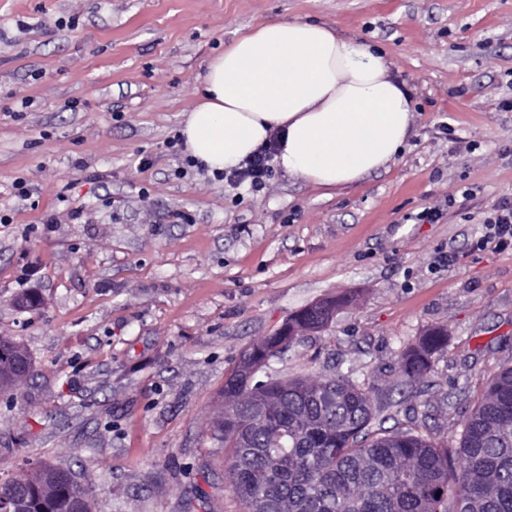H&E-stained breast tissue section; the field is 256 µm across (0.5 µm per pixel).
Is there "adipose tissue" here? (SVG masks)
I'll return each instance as SVG.
<instances>
[{
	"label": "adipose tissue",
	"mask_w": 512,
	"mask_h": 512,
	"mask_svg": "<svg viewBox=\"0 0 512 512\" xmlns=\"http://www.w3.org/2000/svg\"><path fill=\"white\" fill-rule=\"evenodd\" d=\"M411 97L378 51L309 21H274L212 58L180 129L208 170L237 167L274 132L277 164L325 189L383 168L406 145Z\"/></svg>",
	"instance_id": "obj_1"
}]
</instances>
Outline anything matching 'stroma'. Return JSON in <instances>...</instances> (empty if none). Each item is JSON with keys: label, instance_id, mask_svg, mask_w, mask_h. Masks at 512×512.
Here are the masks:
<instances>
[{"label": "stroma", "instance_id": "35a3bbf8", "mask_svg": "<svg viewBox=\"0 0 512 512\" xmlns=\"http://www.w3.org/2000/svg\"><path fill=\"white\" fill-rule=\"evenodd\" d=\"M276 20L382 50L413 98L408 146L339 189L279 169L258 195L203 167L175 176L168 141L207 62ZM510 97L512 0H0V336L33 363L0 395V480L42 461L94 512H242L216 432L224 381L342 294L268 375L352 372L378 417L458 447L482 380L512 365V251L471 248L512 199ZM28 291L38 308L17 306ZM436 326L447 345L407 384L398 357Z\"/></svg>", "mask_w": 512, "mask_h": 512}]
</instances>
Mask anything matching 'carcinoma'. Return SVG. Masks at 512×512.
Masks as SVG:
<instances>
[{
	"instance_id": "carcinoma-1",
	"label": "carcinoma",
	"mask_w": 512,
	"mask_h": 512,
	"mask_svg": "<svg viewBox=\"0 0 512 512\" xmlns=\"http://www.w3.org/2000/svg\"><path fill=\"white\" fill-rule=\"evenodd\" d=\"M351 302L342 296L324 309L303 308L277 332L246 349L224 382V479L244 512H512V366L486 382L483 401L464 422L459 447L430 430L372 425V388L350 374L249 379L298 340L293 332L328 327L326 314ZM446 345L432 329L401 353L408 383L426 375ZM26 351L0 336V393L26 373L13 356ZM13 512H92L89 490L65 470L39 465L0 481Z\"/></svg>"
}]
</instances>
